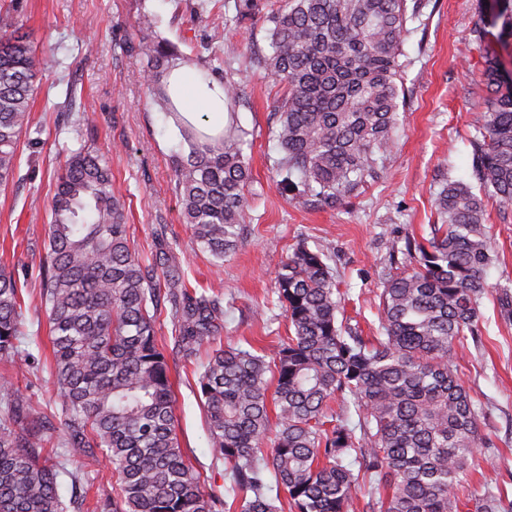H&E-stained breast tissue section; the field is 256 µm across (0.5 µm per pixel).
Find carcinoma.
<instances>
[{
    "label": "carcinoma",
    "mask_w": 512,
    "mask_h": 512,
    "mask_svg": "<svg viewBox=\"0 0 512 512\" xmlns=\"http://www.w3.org/2000/svg\"><path fill=\"white\" fill-rule=\"evenodd\" d=\"M270 51L252 64L284 85L277 104L279 189L289 200H336L383 171L396 143L405 95L402 46L425 0H274ZM499 37L512 36V0L486 5ZM146 59L141 80L178 128L188 152L172 159L175 193L197 247L216 263L240 244L250 169L244 131L216 134L189 120L169 77L192 65L139 22ZM46 59L18 33L12 4L0 0V188L14 183L19 148ZM480 112L470 138L478 186L442 183L441 223L431 238H409L412 271L386 280L380 335L364 338L339 322L340 296L324 256L298 246L282 261L275 289L290 335L269 355L219 345L197 375L214 457L229 482L224 512H358V479L370 512H460L474 448L488 445L479 411L455 368L479 333L487 273L496 260L485 198L512 206V77L484 60ZM46 256L38 268L50 328L49 374L61 398L60 425H45L12 391L8 375L32 368L19 354L29 330L23 285L0 269V512H67L54 458L64 449L81 466L107 462L112 502L80 512H216L186 459L174 416L175 391L156 325L170 305L178 345L191 357L224 325V293L192 287L163 234L149 262L131 244L123 205L112 194L107 155L70 151L51 199ZM273 395H268L269 385ZM354 407L359 417L333 409ZM277 410L271 426L269 404ZM359 466L363 476L354 474ZM475 512H512L492 490Z\"/></svg>",
    "instance_id": "carcinoma-1"
}]
</instances>
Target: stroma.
<instances>
[{
  "label": "stroma",
  "instance_id": "1",
  "mask_svg": "<svg viewBox=\"0 0 512 512\" xmlns=\"http://www.w3.org/2000/svg\"><path fill=\"white\" fill-rule=\"evenodd\" d=\"M236 0H209L205 19H198L200 0H17L16 24L46 57L40 90L32 107L30 129L21 143V166L15 182L0 193V268L18 279L37 271L45 257L46 225L36 210L49 207L57 173L79 142L108 153L112 191L124 206L130 240L142 256L154 252L155 234L175 244L192 286L216 287L234 302L224 313V343H250L270 349L287 336L288 321L276 302L275 277L286 253L297 245L322 251L345 300L343 322L364 337L377 335L379 295L396 273L394 245L405 236L429 235L437 223L435 193L442 176L472 181L468 139L475 120L474 99L480 94L479 71L485 54L498 57L512 74V39L489 35L481 43L470 32L487 18L480 0H429L403 45L406 102L399 108V134L380 178L333 204L301 205L279 192L275 162L276 100L284 88L251 63L253 52L268 46L265 6L251 16L235 18ZM156 19V31L197 62L215 84L240 83L243 95L224 120L245 132L244 155L251 179L246 187L248 212L244 241L212 265L198 251L174 192L171 157L181 137L171 120L153 104L139 78L144 57L135 50L140 17ZM224 33L214 45L212 28ZM77 90L72 108H64L66 86ZM89 117L74 135L75 116ZM486 229L497 252L489 269L488 294L480 306L477 341L458 360V374L483 413L480 433L491 447L474 451L467 468L463 512L486 487L512 495V310H503L501 289L512 290V208L487 204ZM28 282L25 313L30 335L25 352L40 369L17 373L12 383L18 397L30 400L51 422H58L61 399L45 368L51 358L49 325L37 282ZM157 339L175 381L176 430L181 447L201 474V489L224 496V465L212 457L206 412L196 392L195 371L208 358V348L185 357L172 334L169 314H162ZM60 493L86 491L89 500L111 495L107 469L66 464ZM78 480H70L71 472Z\"/></svg>",
  "mask_w": 512,
  "mask_h": 512
}]
</instances>
